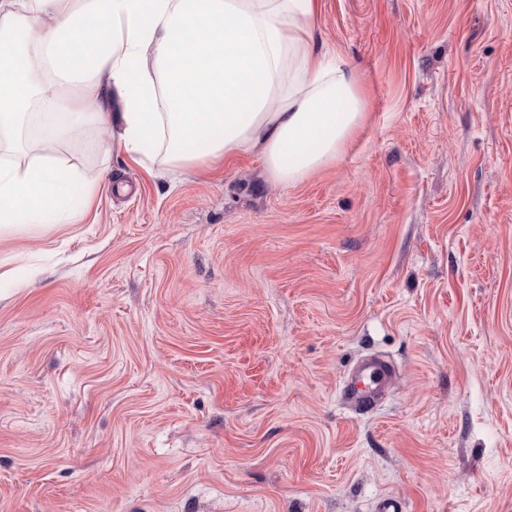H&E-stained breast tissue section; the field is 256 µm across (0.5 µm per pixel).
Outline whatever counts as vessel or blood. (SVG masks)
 <instances>
[{
	"instance_id": "1",
	"label": "vessel or blood",
	"mask_w": 512,
	"mask_h": 512,
	"mask_svg": "<svg viewBox=\"0 0 512 512\" xmlns=\"http://www.w3.org/2000/svg\"><path fill=\"white\" fill-rule=\"evenodd\" d=\"M391 377L392 372L382 356H364L351 368L341 391L342 400L352 413H370L384 399Z\"/></svg>"
}]
</instances>
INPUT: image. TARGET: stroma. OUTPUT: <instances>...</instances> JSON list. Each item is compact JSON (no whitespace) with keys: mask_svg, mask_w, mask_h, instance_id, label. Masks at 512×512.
Listing matches in <instances>:
<instances>
[{"mask_svg":"<svg viewBox=\"0 0 512 512\" xmlns=\"http://www.w3.org/2000/svg\"><path fill=\"white\" fill-rule=\"evenodd\" d=\"M320 2L366 98L336 163L83 127L89 200L0 231V512H512V0ZM392 371L382 356L370 354L357 361L343 385L341 397L354 414L372 412L387 394Z\"/></svg>","mask_w":512,"mask_h":512,"instance_id":"35a3bbf8","label":"stroma"}]
</instances>
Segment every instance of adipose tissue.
Segmentation results:
<instances>
[{
    "instance_id": "ef3b65f1",
    "label": "adipose tissue",
    "mask_w": 512,
    "mask_h": 512,
    "mask_svg": "<svg viewBox=\"0 0 512 512\" xmlns=\"http://www.w3.org/2000/svg\"><path fill=\"white\" fill-rule=\"evenodd\" d=\"M317 0H0V225L60 222L87 198L71 150L21 151L107 128L106 149L171 170L258 154L274 184L335 163L366 102L317 45Z\"/></svg>"
}]
</instances>
